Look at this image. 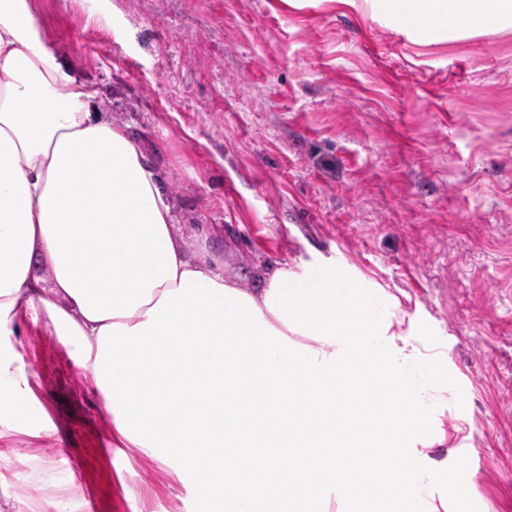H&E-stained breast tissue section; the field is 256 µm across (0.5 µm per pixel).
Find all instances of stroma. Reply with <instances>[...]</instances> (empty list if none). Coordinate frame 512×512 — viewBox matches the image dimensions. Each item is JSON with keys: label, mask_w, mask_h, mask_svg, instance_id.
Wrapping results in <instances>:
<instances>
[{"label": "stroma", "mask_w": 512, "mask_h": 512, "mask_svg": "<svg viewBox=\"0 0 512 512\" xmlns=\"http://www.w3.org/2000/svg\"><path fill=\"white\" fill-rule=\"evenodd\" d=\"M44 44L164 177L175 231L226 278L324 266L365 289L432 384L423 490L465 464L512 512V28L448 37L368 0H32ZM34 419L0 439V512H187L118 447L44 313L0 331Z\"/></svg>", "instance_id": "stroma-1"}]
</instances>
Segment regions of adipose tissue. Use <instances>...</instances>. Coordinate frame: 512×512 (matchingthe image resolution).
<instances>
[{
  "label": "adipose tissue",
  "mask_w": 512,
  "mask_h": 512,
  "mask_svg": "<svg viewBox=\"0 0 512 512\" xmlns=\"http://www.w3.org/2000/svg\"><path fill=\"white\" fill-rule=\"evenodd\" d=\"M428 28L512 27V0H427ZM44 311L117 440L194 493L192 512H473L413 491L427 470L419 358L361 288L324 268L264 287L225 279L174 231L166 183L80 76L46 49L29 0H0V328ZM31 373L0 347V425L33 418ZM356 483L342 485L349 459Z\"/></svg>",
  "instance_id": "1"
}]
</instances>
